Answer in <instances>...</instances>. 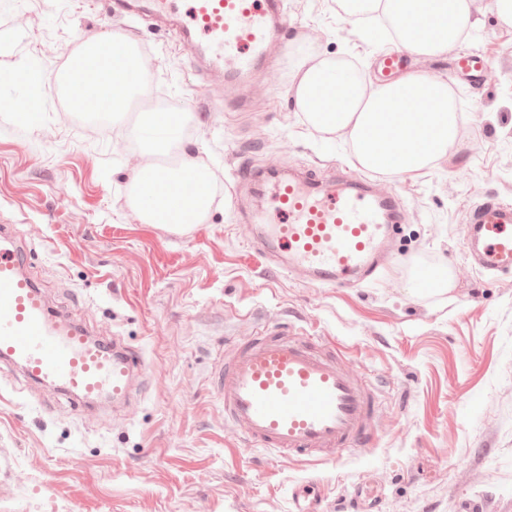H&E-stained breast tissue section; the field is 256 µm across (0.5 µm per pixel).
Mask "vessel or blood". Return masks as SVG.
I'll use <instances>...</instances> for the list:
<instances>
[{"mask_svg": "<svg viewBox=\"0 0 512 512\" xmlns=\"http://www.w3.org/2000/svg\"><path fill=\"white\" fill-rule=\"evenodd\" d=\"M145 11L178 27L184 47L224 67L228 86L244 85L265 65L264 49L286 21L282 0H146ZM457 70L473 81L489 72L478 53L462 52ZM235 190L267 197L249 224L262 253L302 269L322 288L378 280L400 203L375 190L373 178L325 181L319 168L300 175L258 172L243 162ZM469 257L483 274H512V205L486 197L463 228ZM26 250L0 227V368L49 385L83 406L125 404L145 375L139 354L120 341H89L86 329L52 313L26 272ZM224 420L248 446L332 462L337 452L370 447L377 429L376 388L349 361L318 341L268 326L237 343L217 375ZM292 512H323L310 486L292 496Z\"/></svg>", "mask_w": 512, "mask_h": 512, "instance_id": "b4317fda", "label": "vessel or blood"}]
</instances>
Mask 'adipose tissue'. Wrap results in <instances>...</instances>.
<instances>
[{
    "instance_id": "adipose-tissue-1",
    "label": "adipose tissue",
    "mask_w": 512,
    "mask_h": 512,
    "mask_svg": "<svg viewBox=\"0 0 512 512\" xmlns=\"http://www.w3.org/2000/svg\"><path fill=\"white\" fill-rule=\"evenodd\" d=\"M474 0H341L349 20L362 12H382L393 23L399 47L411 54L447 53L463 35ZM121 66H114L106 51L84 58L74 54L61 81L75 99L78 111L116 118L131 111L134 101L147 91V70L138 52L121 42ZM295 89V103L317 131L343 137L353 147L362 168L383 174H406L433 165L458 136L456 110L443 79L416 71L372 87L339 58L305 59ZM189 112L154 110L142 113L139 123L156 130L146 140L148 152L166 154L180 149L176 168L157 169L152 181L134 177L131 201L145 194L154 199L143 211L151 224L181 229L205 221L214 192L205 170L181 140L168 138L174 128L187 126Z\"/></svg>"
}]
</instances>
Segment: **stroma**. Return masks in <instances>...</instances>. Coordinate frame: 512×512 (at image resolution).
<instances>
[{
	"instance_id": "stroma-1",
	"label": "stroma",
	"mask_w": 512,
	"mask_h": 512,
	"mask_svg": "<svg viewBox=\"0 0 512 512\" xmlns=\"http://www.w3.org/2000/svg\"><path fill=\"white\" fill-rule=\"evenodd\" d=\"M285 9L300 35L270 44L281 79H254L242 109L225 100L223 81L198 75L176 32L130 22L151 81L197 115L183 145L214 183L206 220L174 233L129 203L146 161L134 115L73 111L53 85L82 36L112 35L103 0H0V71L35 59L43 75L33 120L20 110L29 89L0 83V226L25 245L53 312L117 337L150 366L115 410H84L0 374V512H290L309 479L329 512H364L365 484L382 489L376 512H457L466 499L512 512V274L471 270L462 237L486 194L512 204V25L477 0L456 45L491 63L476 91L455 80L452 54L410 57L409 69L447 81L458 137L432 167L382 176L402 220L381 278L316 288L255 254L242 216L262 200L232 195V162L261 170L284 154L293 170L322 162L324 178L350 175L351 146L296 108L297 49L344 59L372 86L394 44L345 20L338 0ZM443 266L451 290L417 288L423 270ZM265 322L322 337L377 380L368 451L321 463L247 447L225 423L213 374L233 341Z\"/></svg>"
}]
</instances>
